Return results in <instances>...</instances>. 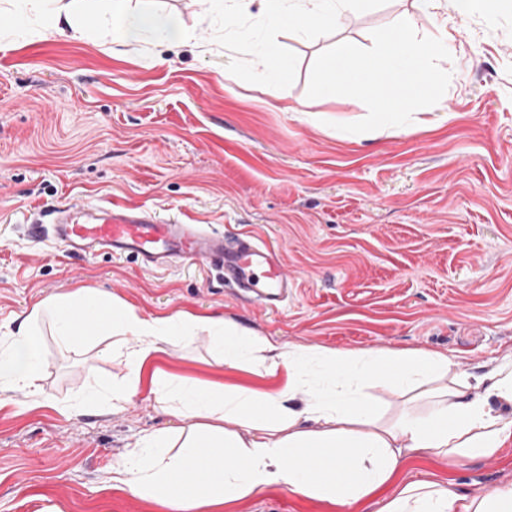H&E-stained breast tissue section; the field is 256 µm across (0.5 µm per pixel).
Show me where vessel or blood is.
<instances>
[{"instance_id":"b4317fda","label":"vessel or blood","mask_w":512,"mask_h":512,"mask_svg":"<svg viewBox=\"0 0 512 512\" xmlns=\"http://www.w3.org/2000/svg\"><path fill=\"white\" fill-rule=\"evenodd\" d=\"M32 235L67 253L103 250L134 258L146 269L202 262L238 297L269 309L278 307L292 286L278 253L253 236L229 238L199 224L169 223L141 206L61 203L45 211Z\"/></svg>"}]
</instances>
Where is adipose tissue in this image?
I'll use <instances>...</instances> for the list:
<instances>
[{"label": "adipose tissue", "mask_w": 512, "mask_h": 512, "mask_svg": "<svg viewBox=\"0 0 512 512\" xmlns=\"http://www.w3.org/2000/svg\"><path fill=\"white\" fill-rule=\"evenodd\" d=\"M122 41L152 35L160 42L187 39L188 30L153 0L130 7L129 0H105ZM373 0H270V29L305 31L334 25L337 15ZM22 16L43 21L42 32L58 31L61 18L77 14L95 27L96 9L83 0H19ZM292 67L275 40L257 52L264 86L282 84ZM51 323L59 344L81 347L87 337L108 336L112 354L128 367L112 387L121 406L141 385L168 415L191 419L189 429L155 431L113 471L117 487L159 503L167 512H205L209 507L254 496L273 485L344 504L387 482L405 453L490 457L512 444V361L475 380V389L447 384L446 355L420 349L378 348L352 352L310 345L276 344L217 315L176 313L144 317L123 301L92 288L42 299L16 328L0 337V406L13 393L38 402L43 323ZM207 335L217 366L243 367L259 376L285 372L276 388L204 386L187 382L150 361L169 344H192ZM404 394V407L379 422L378 404L367 382ZM237 423L234 431L226 423ZM381 512H512V486L470 498L436 482H407Z\"/></svg>", "instance_id": "obj_1"}]
</instances>
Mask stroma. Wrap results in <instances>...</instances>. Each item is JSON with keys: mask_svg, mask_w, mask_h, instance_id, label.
Wrapping results in <instances>:
<instances>
[{"mask_svg": "<svg viewBox=\"0 0 512 512\" xmlns=\"http://www.w3.org/2000/svg\"><path fill=\"white\" fill-rule=\"evenodd\" d=\"M190 32L159 44L117 39L109 14L80 34L18 35L0 0V334L38 300L95 288L143 316L221 314L284 344L353 351L416 348L448 356L451 374L512 360V0L465 21L450 0H411L337 17L318 33L281 30L293 60L279 96L260 86L269 35L252 5L248 39L224 35L221 0H158ZM413 12L418 35H447L451 75L440 104L410 124L341 131L362 120L352 97L306 95L315 58ZM135 204L184 224L249 233L279 248L295 286L269 310L225 291L206 266L159 271L100 252L68 255L31 235L47 205ZM45 402L0 407V512H165L109 477L144 433L182 423L149 398L125 408L91 399L94 379L121 382L112 339L41 348ZM154 365L187 379L274 387L215 364L206 337L171 345ZM468 496L512 485V444L493 457L408 453L387 483L344 505L275 485L223 512H379L402 480Z\"/></svg>", "mask_w": 512, "mask_h": 512, "instance_id": "stroma-1", "label": "stroma"}]
</instances>
